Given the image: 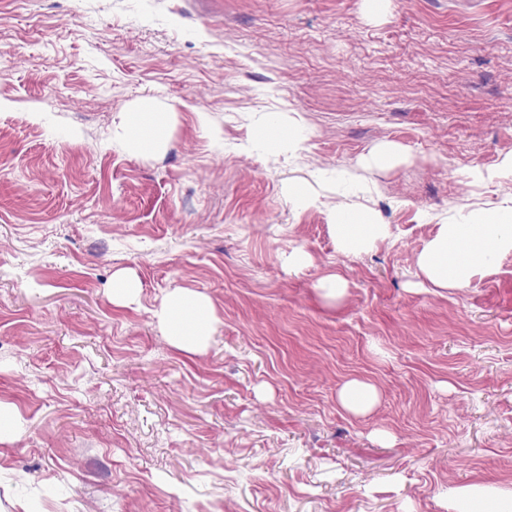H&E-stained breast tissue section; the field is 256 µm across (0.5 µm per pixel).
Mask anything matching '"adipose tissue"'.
<instances>
[{
  "mask_svg": "<svg viewBox=\"0 0 512 512\" xmlns=\"http://www.w3.org/2000/svg\"><path fill=\"white\" fill-rule=\"evenodd\" d=\"M175 119V113L157 111L145 102L121 114L113 136L128 154L146 157L166 149ZM308 136L302 118L288 112H263L246 149L289 157L300 150ZM321 185L333 186L344 198L357 192L347 173L318 169L308 178L288 181L286 194L294 205L310 209L321 201L317 191ZM328 219L337 247L344 252L372 250L389 235L388 225L368 209L342 205L329 209ZM511 251L512 205L475 208L462 220L441 225L436 238L420 253L417 267L432 286L459 288L479 270L493 265L500 254ZM156 316L173 345L182 350L202 347L212 331L208 299L185 289L170 291ZM451 498L454 512H512V494L496 488L468 485L453 491Z\"/></svg>",
  "mask_w": 512,
  "mask_h": 512,
  "instance_id": "ef3b65f1",
  "label": "adipose tissue"
}]
</instances>
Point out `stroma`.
<instances>
[{"label":"stroma","mask_w":512,"mask_h":512,"mask_svg":"<svg viewBox=\"0 0 512 512\" xmlns=\"http://www.w3.org/2000/svg\"><path fill=\"white\" fill-rule=\"evenodd\" d=\"M173 105L136 158L121 113ZM311 128L290 160L242 152L259 112ZM382 141L408 164L365 170ZM512 0H0V512H448L512 490V252L464 288L416 258L512 177ZM317 168L389 224L341 253L284 185ZM310 263L289 268L294 249ZM133 271L137 300H112ZM344 294L327 301L322 277ZM215 311L201 350L154 315ZM378 393L363 414L339 392ZM155 316L179 349L200 348L211 335L212 309L203 295L175 288L167 294ZM377 392L371 385L352 380L345 384L340 393L342 405L353 413H365L374 405ZM456 512H509L512 495L496 488L468 485L450 494Z\"/></svg>","instance_id":"1"}]
</instances>
